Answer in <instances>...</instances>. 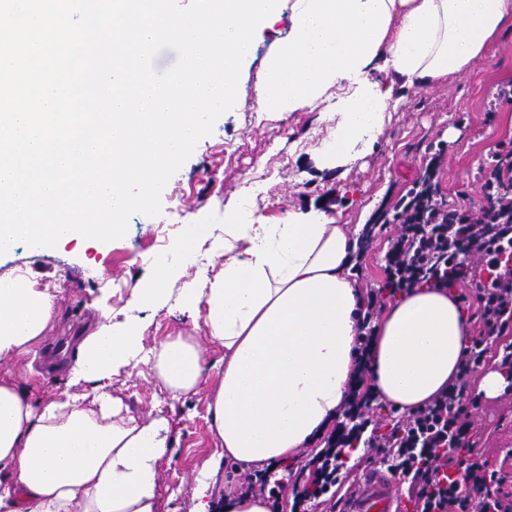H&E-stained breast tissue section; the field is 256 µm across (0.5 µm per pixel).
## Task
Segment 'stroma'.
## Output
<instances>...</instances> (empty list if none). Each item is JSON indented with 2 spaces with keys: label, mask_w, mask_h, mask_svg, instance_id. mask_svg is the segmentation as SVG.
Returning <instances> with one entry per match:
<instances>
[{
  "label": "stroma",
  "mask_w": 512,
  "mask_h": 512,
  "mask_svg": "<svg viewBox=\"0 0 512 512\" xmlns=\"http://www.w3.org/2000/svg\"><path fill=\"white\" fill-rule=\"evenodd\" d=\"M293 26L288 0H279L256 29L243 60L237 100L202 138L161 194L162 211L133 214L126 235L111 242L80 236L56 247L18 243L0 255V276L26 270L60 291L57 313L41 345L0 363V379L25 385L35 403L69 389V370L81 336L100 311L116 323L142 326L140 346L150 353L176 335L194 337L208 380L196 391L173 395L152 363L122 367L111 392L130 414L170 423L172 450L158 463L161 512H189L202 462L215 437L207 408L223 371L224 348L206 332L203 316L184 311L183 289L204 287L224 269V248L244 252L230 232L240 218L233 210L242 194L253 199L252 223L275 224L289 212L321 208L361 236L363 223L392 214L401 195L437 162V203L473 212L486 207L481 186L497 153L512 150V28L503 30L470 71L402 90L403 100L375 131L372 151L356 163L318 168L320 147L335 125L334 101L318 110L277 112L260 106L257 87L280 65V51ZM386 233L365 243L360 289L384 284ZM167 291L151 296L157 276ZM475 415L485 428L479 456L499 466L512 453V389L481 398Z\"/></svg>",
  "instance_id": "35a3bbf8"
}]
</instances>
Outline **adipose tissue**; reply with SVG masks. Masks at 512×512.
I'll list each match as a JSON object with an SVG mask.
<instances>
[{"label":"adipose tissue","mask_w":512,"mask_h":512,"mask_svg":"<svg viewBox=\"0 0 512 512\" xmlns=\"http://www.w3.org/2000/svg\"><path fill=\"white\" fill-rule=\"evenodd\" d=\"M298 20L281 55L287 77L262 87V106L295 112L336 99L327 164L356 162L372 146L394 99L370 75L400 88L470 70L507 26L512 0H293ZM250 246L224 252L208 289L187 288L184 306L206 308L205 328L224 347V371L208 404L217 444L199 472L191 512H270L266 500L218 477L231 464H280L323 436L350 388L360 318L351 277L357 240L327 211L292 212L251 224ZM56 297L25 271L0 278V362L35 348ZM473 331L444 288L398 295L376 329L374 384L413 409L455 377ZM135 330L104 322L85 336L70 369L91 391L33 405L0 380V512H158L157 463L171 448L162 417L140 422L102 382L136 359ZM175 393L205 380L199 348L177 336L153 353Z\"/></svg>","instance_id":"adipose-tissue-1"}]
</instances>
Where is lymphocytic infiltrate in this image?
<instances>
[{"instance_id": "1", "label": "lymphocytic infiltrate", "mask_w": 512, "mask_h": 512, "mask_svg": "<svg viewBox=\"0 0 512 512\" xmlns=\"http://www.w3.org/2000/svg\"><path fill=\"white\" fill-rule=\"evenodd\" d=\"M434 177V169H427L395 206L398 226L389 240L384 285L363 299L355 385L341 421L323 447L303 452L299 470L274 479L261 469L243 478L244 485L267 490L275 506L302 512L309 504L335 512L336 491L354 469V454L369 448L409 480L413 512H512L504 477L474 456L469 409L477 401L466 396L463 383L492 355L512 369V154L485 180L490 206L478 217L441 209ZM422 286L458 288L457 299L479 331L464 351L458 383L385 423L379 417L385 403L370 383L375 324L387 297Z\"/></svg>"}]
</instances>
